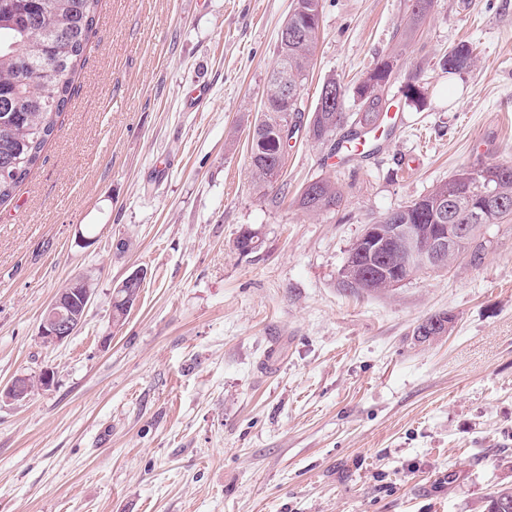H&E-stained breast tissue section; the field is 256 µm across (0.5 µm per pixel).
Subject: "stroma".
<instances>
[{
    "label": "stroma",
    "instance_id": "1",
    "mask_svg": "<svg viewBox=\"0 0 512 512\" xmlns=\"http://www.w3.org/2000/svg\"><path fill=\"white\" fill-rule=\"evenodd\" d=\"M410 5L324 0L300 109L396 56L384 144L341 162L300 133L262 194L251 138L292 0H101L58 130L0 207V387L52 377L0 398V512H484L512 485V221L485 228L478 265L337 285L364 225L512 161V0H436L405 40ZM463 41L477 63L444 73ZM317 177L343 200L310 216L294 198ZM81 275L83 325L44 345V309ZM440 313L447 335L419 340ZM262 245L263 238L260 231L252 228L242 230L234 242L235 249L243 255L259 252ZM144 278L143 272L141 270H136L131 273L128 277L125 278L124 283L132 286V288H128L127 285L119 284L116 288H114L112 292V324L113 326H121L124 324L127 315L129 314L131 308L133 307L138 294L139 288H133L139 283H142Z\"/></svg>",
    "mask_w": 512,
    "mask_h": 512
}]
</instances>
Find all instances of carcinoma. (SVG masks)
Instances as JSON below:
<instances>
[{
    "label": "carcinoma",
    "mask_w": 512,
    "mask_h": 512,
    "mask_svg": "<svg viewBox=\"0 0 512 512\" xmlns=\"http://www.w3.org/2000/svg\"><path fill=\"white\" fill-rule=\"evenodd\" d=\"M100 0H0V206L12 199L13 191L31 173L58 118L71 100L75 78L91 37L95 33L96 10ZM324 0H297L298 7L288 16V40L278 39L277 67L288 70L298 84L307 79L315 52ZM434 7V0H412L404 36L411 35ZM472 47L459 44L439 60L441 69L456 73L473 65ZM391 59H382L370 71L374 84L354 88L359 111L353 118L352 132L360 135L380 126L390 105L379 91V81ZM322 88L334 90L333 99L319 96L308 118L309 133L318 142L330 140L347 123L344 112L346 88L334 78ZM278 85L268 79L265 112L253 136L267 137L282 125L300 123L297 104L278 99ZM283 161L269 156L251 158L256 187L273 183L274 169ZM341 187L329 177L314 179L311 189H302L296 204L304 213L317 216L339 205ZM448 202L450 224H499L512 217V162L480 163L459 170L451 179L428 194L408 202L378 220L380 224H415L421 236L433 223L434 204ZM260 231L246 228L234 242L235 249L248 255L261 250ZM482 231L464 240L458 252L468 254L471 264L479 263L484 251ZM393 242L376 255L358 256L356 275L370 276L374 291L384 292L389 268L397 264ZM139 289L119 284L112 292V324L121 326L133 307Z\"/></svg>",
    "instance_id": "1"
}]
</instances>
